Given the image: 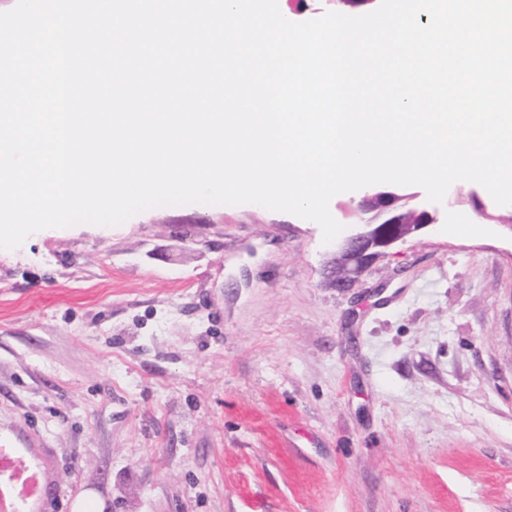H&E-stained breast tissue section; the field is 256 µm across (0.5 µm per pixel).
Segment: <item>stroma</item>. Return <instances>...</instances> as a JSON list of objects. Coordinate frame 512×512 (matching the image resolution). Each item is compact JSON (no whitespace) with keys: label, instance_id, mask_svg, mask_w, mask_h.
<instances>
[{"label":"stroma","instance_id":"35a3bbf8","mask_svg":"<svg viewBox=\"0 0 512 512\" xmlns=\"http://www.w3.org/2000/svg\"><path fill=\"white\" fill-rule=\"evenodd\" d=\"M450 191L344 292L315 222L255 204L0 249L30 512H512V234L483 186Z\"/></svg>","mask_w":512,"mask_h":512}]
</instances>
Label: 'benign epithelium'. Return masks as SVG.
I'll use <instances>...</instances> for the list:
<instances>
[{"label": "benign epithelium", "instance_id": "7a95c632", "mask_svg": "<svg viewBox=\"0 0 512 512\" xmlns=\"http://www.w3.org/2000/svg\"><path fill=\"white\" fill-rule=\"evenodd\" d=\"M409 197L416 200L413 222L408 221L400 205ZM409 197L379 190L360 198L358 211L364 218L336 243L326 260L324 270L329 283L340 290L349 288L377 257L436 223L439 206L419 193Z\"/></svg>", "mask_w": 512, "mask_h": 512}]
</instances>
